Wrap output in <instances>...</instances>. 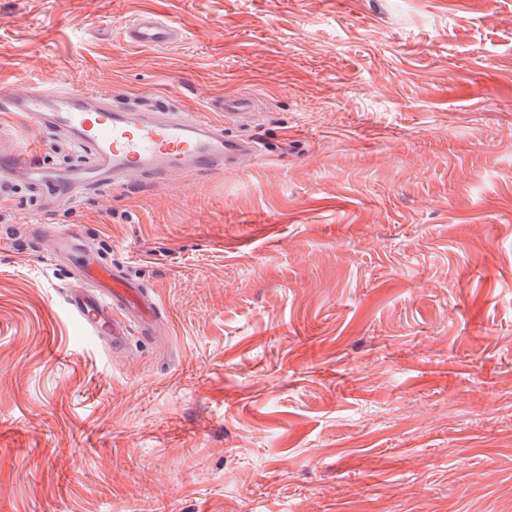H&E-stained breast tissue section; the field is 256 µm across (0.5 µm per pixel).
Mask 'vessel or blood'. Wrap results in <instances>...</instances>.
<instances>
[{
	"mask_svg": "<svg viewBox=\"0 0 512 512\" xmlns=\"http://www.w3.org/2000/svg\"><path fill=\"white\" fill-rule=\"evenodd\" d=\"M123 42L132 48L164 49L184 40L173 21L143 13L125 24ZM217 108L223 122L203 112L118 100L112 92L39 86L0 92V112H19L46 134L63 136L77 151L64 165H50L21 149L0 151V181L23 183L40 201L44 216L60 202H78L92 191H115L135 180L181 172L224 173L252 165L259 143L248 129L257 122L258 100L250 94L225 97ZM53 243L51 260L67 258L81 282L66 291L69 315L89 336L124 351L131 327L147 337L166 322L161 305L124 268L81 247L82 235L53 225L40 227Z\"/></svg>",
	"mask_w": 512,
	"mask_h": 512,
	"instance_id": "1",
	"label": "vessel or blood"
}]
</instances>
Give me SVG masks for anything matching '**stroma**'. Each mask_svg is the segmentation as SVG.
<instances>
[{
  "mask_svg": "<svg viewBox=\"0 0 512 512\" xmlns=\"http://www.w3.org/2000/svg\"><path fill=\"white\" fill-rule=\"evenodd\" d=\"M44 79L255 95L261 155L54 217L168 316L120 354L0 182V512H512V0H0V91ZM123 42L132 48L164 49L184 40L180 27L173 21L151 13H143L122 27Z\"/></svg>",
  "mask_w": 512,
  "mask_h": 512,
  "instance_id": "35a3bbf8",
  "label": "stroma"
}]
</instances>
